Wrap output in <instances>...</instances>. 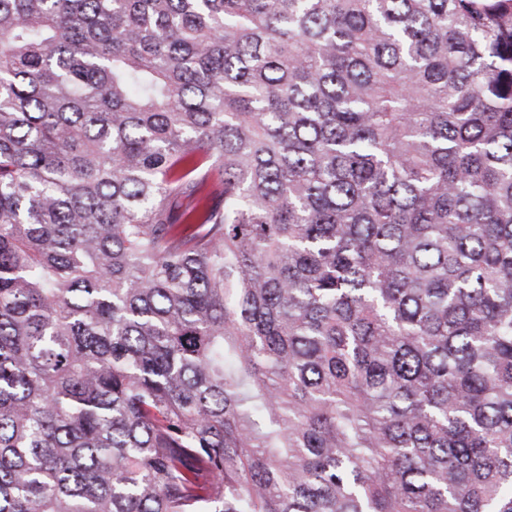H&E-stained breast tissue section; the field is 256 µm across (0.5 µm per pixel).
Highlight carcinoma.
Masks as SVG:
<instances>
[{"mask_svg": "<svg viewBox=\"0 0 512 512\" xmlns=\"http://www.w3.org/2000/svg\"><path fill=\"white\" fill-rule=\"evenodd\" d=\"M0 512H512V0H0Z\"/></svg>", "mask_w": 512, "mask_h": 512, "instance_id": "1", "label": "carcinoma"}]
</instances>
